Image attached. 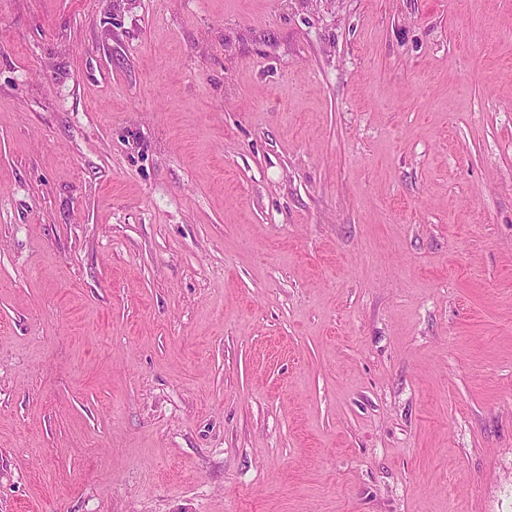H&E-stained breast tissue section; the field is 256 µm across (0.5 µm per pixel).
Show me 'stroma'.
Wrapping results in <instances>:
<instances>
[{
	"instance_id": "35a3bbf8",
	"label": "stroma",
	"mask_w": 512,
	"mask_h": 512,
	"mask_svg": "<svg viewBox=\"0 0 512 512\" xmlns=\"http://www.w3.org/2000/svg\"><path fill=\"white\" fill-rule=\"evenodd\" d=\"M0 512H512V0H0Z\"/></svg>"
}]
</instances>
